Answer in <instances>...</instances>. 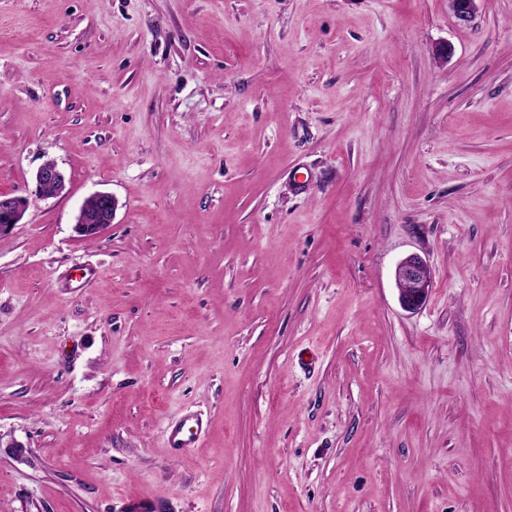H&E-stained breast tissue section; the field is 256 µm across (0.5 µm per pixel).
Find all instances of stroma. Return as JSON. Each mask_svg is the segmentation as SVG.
<instances>
[{
	"mask_svg": "<svg viewBox=\"0 0 512 512\" xmlns=\"http://www.w3.org/2000/svg\"><path fill=\"white\" fill-rule=\"evenodd\" d=\"M1 193L0 512H512V0H0ZM46 183H51L54 186L53 197L65 193L66 177L55 162L46 161L37 169L33 179L32 194L36 197H52L43 195V187ZM90 197L94 201H89L88 206L80 207L79 213L76 217L74 230L79 237L94 238L104 232L112 223L115 218L117 202L112 193L109 192H95ZM28 199L13 194L0 195V237L11 233L22 220ZM2 216V220H1ZM395 281L402 308L411 313L421 309L433 285L426 261L418 254L406 256L395 268ZM202 431V422L194 414H187L181 422L167 425L165 436L167 447L172 451L191 448ZM172 504L160 497L142 495L126 499L120 512H172Z\"/></svg>",
	"mask_w": 512,
	"mask_h": 512,
	"instance_id": "35a3bbf8",
	"label": "stroma"
}]
</instances>
